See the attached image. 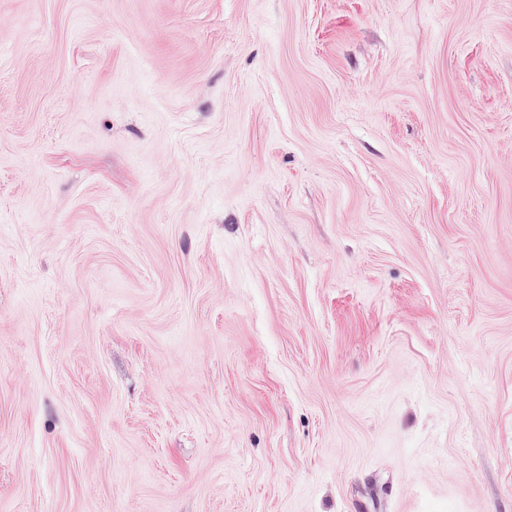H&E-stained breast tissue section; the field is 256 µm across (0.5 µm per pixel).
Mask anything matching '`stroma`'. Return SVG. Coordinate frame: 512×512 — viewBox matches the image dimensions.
<instances>
[{
  "instance_id": "stroma-1",
  "label": "stroma",
  "mask_w": 512,
  "mask_h": 512,
  "mask_svg": "<svg viewBox=\"0 0 512 512\" xmlns=\"http://www.w3.org/2000/svg\"><path fill=\"white\" fill-rule=\"evenodd\" d=\"M0 512H512V0H0Z\"/></svg>"
}]
</instances>
